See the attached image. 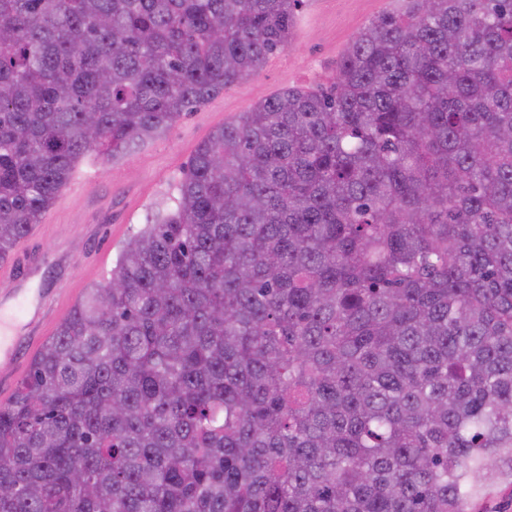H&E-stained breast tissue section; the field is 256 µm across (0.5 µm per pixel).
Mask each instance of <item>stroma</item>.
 <instances>
[{
  "mask_svg": "<svg viewBox=\"0 0 512 512\" xmlns=\"http://www.w3.org/2000/svg\"><path fill=\"white\" fill-rule=\"evenodd\" d=\"M393 0H303L291 45L258 75L224 90L177 121L163 136L115 161L86 157L63 207L51 208L50 227L37 247L47 264L37 288L67 287L75 295L102 282L94 258L112 264L121 244L157 210L172 205L195 147L225 121L280 89L333 82L346 46Z\"/></svg>",
  "mask_w": 512,
  "mask_h": 512,
  "instance_id": "1",
  "label": "stroma"
}]
</instances>
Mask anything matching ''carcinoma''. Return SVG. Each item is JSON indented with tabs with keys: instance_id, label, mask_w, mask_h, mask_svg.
Instances as JSON below:
<instances>
[{
	"instance_id": "1",
	"label": "carcinoma",
	"mask_w": 512,
	"mask_h": 512,
	"mask_svg": "<svg viewBox=\"0 0 512 512\" xmlns=\"http://www.w3.org/2000/svg\"><path fill=\"white\" fill-rule=\"evenodd\" d=\"M215 128L0 406V512H475L512 487V0H402ZM302 0H0V262ZM96 138L90 139L89 128Z\"/></svg>"
}]
</instances>
